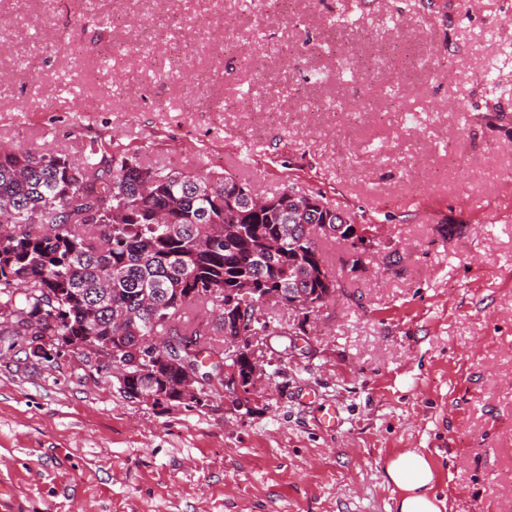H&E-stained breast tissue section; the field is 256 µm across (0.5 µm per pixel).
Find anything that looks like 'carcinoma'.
<instances>
[{"instance_id": "cac0c4a2", "label": "carcinoma", "mask_w": 512, "mask_h": 512, "mask_svg": "<svg viewBox=\"0 0 512 512\" xmlns=\"http://www.w3.org/2000/svg\"><path fill=\"white\" fill-rule=\"evenodd\" d=\"M90 142L79 179L67 158L0 149V332L5 312L16 316L13 336L29 337L32 356L45 336H92L112 342L130 376L123 392L141 400L173 399L181 369L160 363L140 373L136 337H169L166 354L197 368L200 357L220 374L225 305L250 282L288 297L311 296V313L336 287L311 230L339 224L336 208L313 206L288 190L257 207L248 185L231 171L196 173L145 164L127 156L99 167ZM345 227L335 239L351 247L349 271L366 249ZM213 316V331L189 311Z\"/></svg>"}]
</instances>
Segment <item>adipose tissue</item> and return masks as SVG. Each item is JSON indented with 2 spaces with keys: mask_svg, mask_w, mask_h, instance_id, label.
<instances>
[{
  "mask_svg": "<svg viewBox=\"0 0 512 512\" xmlns=\"http://www.w3.org/2000/svg\"><path fill=\"white\" fill-rule=\"evenodd\" d=\"M386 476L399 491L397 512H441L432 466L420 451L409 450L391 459Z\"/></svg>",
  "mask_w": 512,
  "mask_h": 512,
  "instance_id": "adipose-tissue-1",
  "label": "adipose tissue"
}]
</instances>
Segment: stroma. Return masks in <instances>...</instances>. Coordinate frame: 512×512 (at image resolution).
Segmentation results:
<instances>
[{
  "label": "stroma",
  "instance_id": "1",
  "mask_svg": "<svg viewBox=\"0 0 512 512\" xmlns=\"http://www.w3.org/2000/svg\"><path fill=\"white\" fill-rule=\"evenodd\" d=\"M0 0V148L122 150L323 196L399 260L315 236L338 279L272 309L248 407L126 398L81 352L0 338V512H396L430 460L448 512L512 507V0ZM445 224L459 231L442 235ZM341 422L322 426L325 407ZM386 476L399 491L398 512H442L440 505L445 509L433 492L432 466L420 451L408 450L391 459Z\"/></svg>",
  "mask_w": 512,
  "mask_h": 512
}]
</instances>
